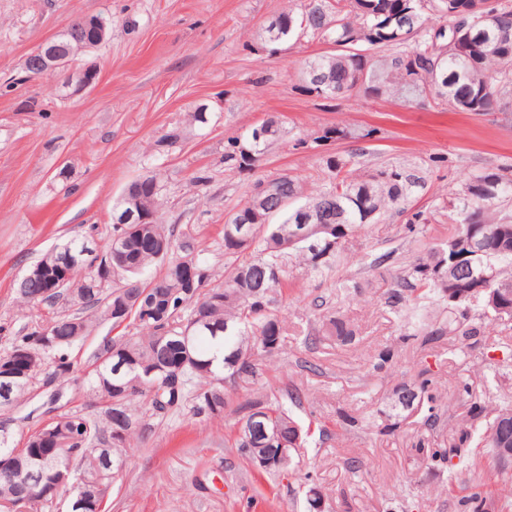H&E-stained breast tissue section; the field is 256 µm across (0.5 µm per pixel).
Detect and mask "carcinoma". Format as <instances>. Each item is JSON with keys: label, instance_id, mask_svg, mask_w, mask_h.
<instances>
[{"label": "carcinoma", "instance_id": "cac0c4a2", "mask_svg": "<svg viewBox=\"0 0 512 512\" xmlns=\"http://www.w3.org/2000/svg\"><path fill=\"white\" fill-rule=\"evenodd\" d=\"M430 13L447 17L448 25H428ZM296 34L338 47L334 54L306 62L302 89L308 94L340 99L359 91L404 103L431 98L456 112L476 114L496 111L500 101L512 95V3L502 0H308L300 12H283L265 29L268 41ZM385 47L399 51L379 54ZM264 124L272 131L257 144H250L244 134L228 139L224 164L238 170L254 167L281 133L276 118ZM347 165L336 158L326 160L334 183L325 190L309 191L290 173L270 180L287 204L274 213L259 212V223L252 225L246 243L224 236V254L237 257L249 251L251 257L235 264L218 286H209L210 269L190 256L188 242L158 221L161 186L153 174L140 184L143 192L152 194V222L112 224L105 246L112 251V281L104 284L83 271L80 256L93 245L90 240L70 238L56 245L43 257L49 265L46 279L22 280L18 293L31 306L45 304L48 281L63 278L60 297L69 298L78 312L33 325L0 354V363L20 360L21 352H32L38 360V368L14 384L11 401H0V409L24 399L38 380L43 387L67 381L72 368L68 351L87 340L92 319L110 321L127 333L103 337L89 355L90 412L51 418L20 449L12 438L0 436V457L15 453L33 470L41 467L55 478L68 476L65 456L48 455L55 439L62 438L72 468L80 475L77 489L89 496L94 488L114 482L118 457L139 431L137 425L128 429L121 445L104 449L113 411L121 409L135 418L134 401L140 398L153 410L156 403H164L165 414L191 400L200 412L222 415L227 404L225 377L253 382L258 376L257 365L251 362L254 351L273 355L281 350L278 296L288 287L289 264L311 272L330 270L340 260L347 237L389 211L405 212L409 196L420 184V177L404 166L360 177L344 171ZM304 208L329 213L339 234L313 233L285 246L301 228ZM448 220L446 242L429 248L394 278L387 303L396 307L428 297L445 299L451 278L457 288L481 283L501 292V299L494 308L487 303V293L480 292L448 304V319L424 334V345L444 334L475 341L490 322L512 323V166L470 174L461 192L448 201ZM470 232L483 254L455 277L448 273V249L466 248ZM189 264L198 269L193 288L185 283ZM154 265L162 266L160 277L143 280ZM327 333L344 345L356 336L349 321L336 317L328 320ZM47 354L52 355V370L44 374ZM252 406L270 414L277 436L266 448H252L239 421L235 447L252 461L275 456L301 427L288 406L277 400H257ZM415 412L423 415L428 431L443 424L444 411L428 377L402 381L392 390L387 417L406 419ZM467 416L450 428L447 443L426 448L425 461L444 466L456 459L470 472V449L512 444V427L505 426L512 421V406L493 408L476 399ZM468 489L462 502L469 512H503L500 494L487 483L473 480ZM30 491L21 480L0 475V512Z\"/></svg>", "mask_w": 512, "mask_h": 512}]
</instances>
